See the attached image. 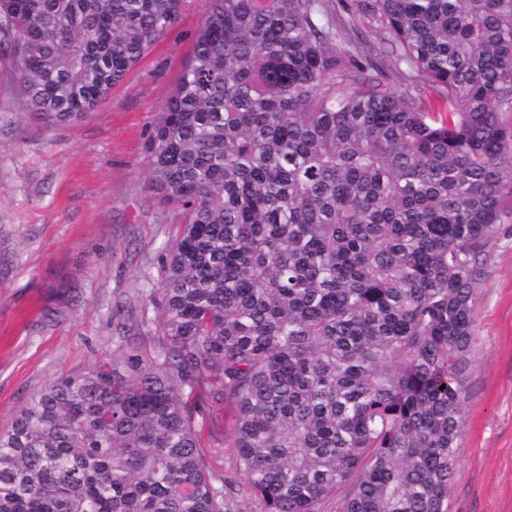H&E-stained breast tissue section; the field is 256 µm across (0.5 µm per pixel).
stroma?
I'll list each match as a JSON object with an SVG mask.
<instances>
[{"instance_id":"stroma-1","label":"stroma","mask_w":512,"mask_h":512,"mask_svg":"<svg viewBox=\"0 0 512 512\" xmlns=\"http://www.w3.org/2000/svg\"><path fill=\"white\" fill-rule=\"evenodd\" d=\"M201 21L199 0H189L95 112L54 128L23 111L10 50L0 47L1 432L48 384L111 353L118 324L146 298L174 229L144 145ZM474 319L451 512H512V228L490 248ZM232 409L227 399L196 418L209 475L231 489L226 512H265L224 436Z\"/></svg>"}]
</instances>
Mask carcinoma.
Returning <instances> with one entry per match:
<instances>
[{
  "instance_id": "carcinoma-1",
  "label": "carcinoma",
  "mask_w": 512,
  "mask_h": 512,
  "mask_svg": "<svg viewBox=\"0 0 512 512\" xmlns=\"http://www.w3.org/2000/svg\"><path fill=\"white\" fill-rule=\"evenodd\" d=\"M186 0H0L24 112L87 118ZM146 147L177 233L135 331L0 434V512H450L480 265L512 224V0H202ZM374 19L389 49L351 36ZM405 69L416 93L373 72ZM445 389H440L441 385ZM233 404L224 399L222 405L212 403L196 416V422L204 429L205 459L209 475L216 485L232 487L226 495L227 512H265V506L250 490L245 476L237 469L234 448L224 437V419L231 421Z\"/></svg>"
}]
</instances>
